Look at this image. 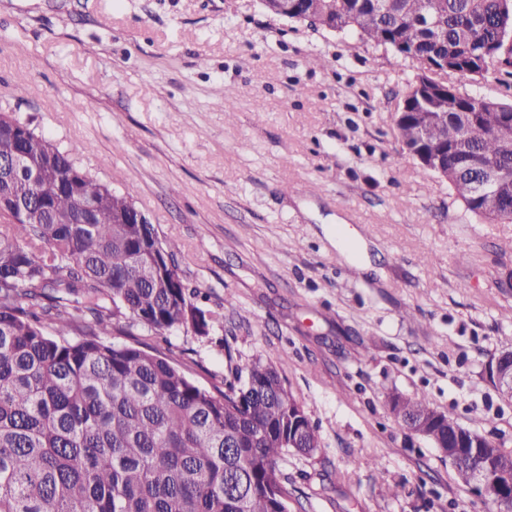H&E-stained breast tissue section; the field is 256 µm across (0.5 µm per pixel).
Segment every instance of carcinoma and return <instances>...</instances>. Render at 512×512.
Returning a JSON list of instances; mask_svg holds the SVG:
<instances>
[{
	"mask_svg": "<svg viewBox=\"0 0 512 512\" xmlns=\"http://www.w3.org/2000/svg\"><path fill=\"white\" fill-rule=\"evenodd\" d=\"M278 17L315 29L352 30L413 62L446 59L465 75L512 78V0H261ZM418 71L398 106L403 145L429 138L448 159V187L486 224L512 223V132L498 128L512 103L448 86L429 94ZM76 145L0 136V159L24 152L29 169L0 195L38 212L0 211V512H282L288 453L320 450L317 427L279 369L259 359L230 369L212 393L166 356L113 340L141 326L209 335L211 317L193 302L177 268L179 244L151 224H120L131 199L76 175ZM477 163L504 179L479 192ZM96 203L87 223L80 204ZM398 419L434 413L424 393L400 397ZM471 430L438 415L423 433ZM473 435V434H471ZM473 454L453 465L471 486L477 467L512 475V452Z\"/></svg>",
	"mask_w": 512,
	"mask_h": 512,
	"instance_id": "obj_1",
	"label": "carcinoma"
}]
</instances>
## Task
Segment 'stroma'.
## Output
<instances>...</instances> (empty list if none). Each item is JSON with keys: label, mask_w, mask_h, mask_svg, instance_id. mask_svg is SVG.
I'll return each instance as SVG.
<instances>
[{"label": "stroma", "mask_w": 512, "mask_h": 512, "mask_svg": "<svg viewBox=\"0 0 512 512\" xmlns=\"http://www.w3.org/2000/svg\"><path fill=\"white\" fill-rule=\"evenodd\" d=\"M416 72L260 0H0V113L86 144L76 166L179 243L213 317L204 338L135 339L209 390L229 364H274L317 426L318 454L280 462L288 512H499L388 404L426 393L512 451V402L484 373L512 348V223L467 215L403 147ZM442 79L512 100L494 71Z\"/></svg>", "instance_id": "1"}]
</instances>
